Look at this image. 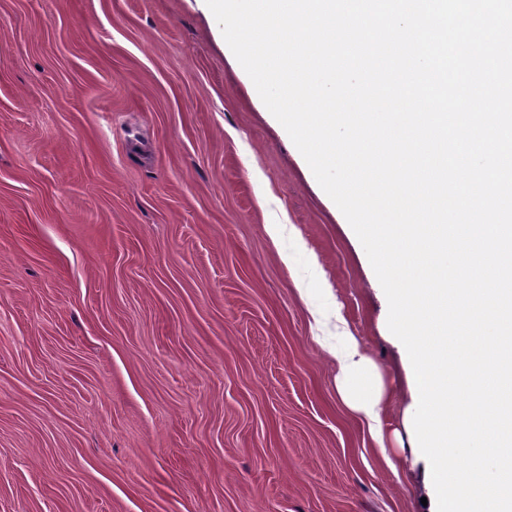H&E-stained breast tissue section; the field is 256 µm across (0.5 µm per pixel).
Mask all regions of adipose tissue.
<instances>
[{"instance_id":"adipose-tissue-1","label":"adipose tissue","mask_w":512,"mask_h":512,"mask_svg":"<svg viewBox=\"0 0 512 512\" xmlns=\"http://www.w3.org/2000/svg\"><path fill=\"white\" fill-rule=\"evenodd\" d=\"M327 352L337 363L335 384L339 398L366 421L375 438H382V406L388 391L378 364L365 350L362 337L343 331Z\"/></svg>"}]
</instances>
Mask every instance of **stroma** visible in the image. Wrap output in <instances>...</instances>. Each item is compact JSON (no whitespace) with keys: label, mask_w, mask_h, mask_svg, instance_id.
Returning a JSON list of instances; mask_svg holds the SVG:
<instances>
[{"label":"stroma","mask_w":512,"mask_h":512,"mask_svg":"<svg viewBox=\"0 0 512 512\" xmlns=\"http://www.w3.org/2000/svg\"><path fill=\"white\" fill-rule=\"evenodd\" d=\"M409 401L388 303L197 0H0V512H418L266 227ZM280 224L267 225V233L274 243V245L280 249L282 260L289 267L292 266L297 259L301 258L305 264L313 271V262L311 258L306 254V250L303 244L299 241L289 243L288 248L281 246V228Z\"/></svg>","instance_id":"stroma-1"}]
</instances>
